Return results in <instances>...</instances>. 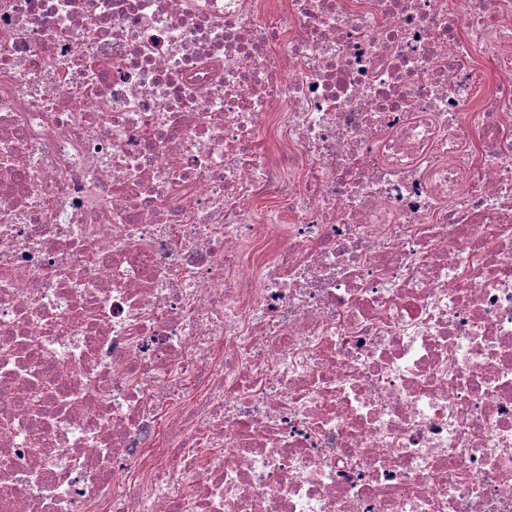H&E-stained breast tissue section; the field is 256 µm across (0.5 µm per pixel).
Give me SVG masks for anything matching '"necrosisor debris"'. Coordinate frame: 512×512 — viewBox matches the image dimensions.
<instances>
[{
	"instance_id": "obj_1",
	"label": "necrosis or debris",
	"mask_w": 512,
	"mask_h": 512,
	"mask_svg": "<svg viewBox=\"0 0 512 512\" xmlns=\"http://www.w3.org/2000/svg\"><path fill=\"white\" fill-rule=\"evenodd\" d=\"M457 3L0 0V512H512V0ZM490 49L485 46L477 50L474 56L468 60V66L472 71L473 77V97L478 101L495 86L496 78L490 71L488 57Z\"/></svg>"
}]
</instances>
